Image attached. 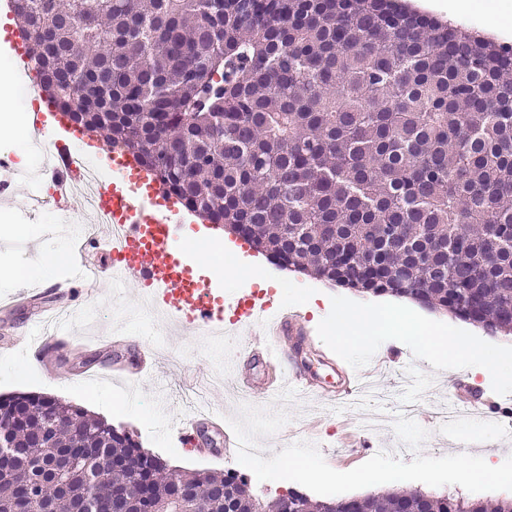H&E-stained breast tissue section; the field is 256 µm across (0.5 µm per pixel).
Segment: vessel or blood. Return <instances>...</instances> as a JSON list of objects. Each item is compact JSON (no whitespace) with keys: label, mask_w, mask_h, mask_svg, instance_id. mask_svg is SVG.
Here are the masks:
<instances>
[{"label":"vessel or blood","mask_w":512,"mask_h":512,"mask_svg":"<svg viewBox=\"0 0 512 512\" xmlns=\"http://www.w3.org/2000/svg\"><path fill=\"white\" fill-rule=\"evenodd\" d=\"M32 129L35 135L54 139L55 164L49 176L55 200L67 202L74 195L69 142L79 132L50 108L34 112ZM112 160L117 177L97 187L98 205L107 218L96 232L97 243L106 248V278L135 280L154 307L180 327L218 337L230 322L259 332L267 374L258 380L238 371L245 389L265 391L286 383L341 402L356 393L358 383L343 367H336L337 380L328 385L299 360L297 343L312 342V332L301 327L300 313L276 310L274 291L250 288L228 295L215 287L211 275L201 273L195 262L192 241L184 239L176 199L153 176L137 169L127 154L113 153Z\"/></svg>","instance_id":"vessel-or-blood-1"}]
</instances>
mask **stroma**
I'll use <instances>...</instances> for the list:
<instances>
[{"label":"stroma","mask_w":512,"mask_h":512,"mask_svg":"<svg viewBox=\"0 0 512 512\" xmlns=\"http://www.w3.org/2000/svg\"><path fill=\"white\" fill-rule=\"evenodd\" d=\"M512 30V0H469L456 23L488 35L490 21ZM32 181H21L0 203V268L12 271V280L0 284V395L33 393L79 404L134 433L142 448L181 471L227 469L239 472L263 497L273 499L292 488L318 499H348L367 489L348 482L349 474L380 465L397 478V487L435 493L462 491L472 498H512L511 485L475 482L461 486L462 458L489 461L512 471V439L504 433V418L512 416V384L497 370L472 373L470 364L432 361L414 338L396 329L380 333L367 344L341 345L326 330L337 306L352 289L312 275L288 278L271 261L254 264L251 278L221 281L226 293L244 288L274 290L279 301L300 311L315 332L319 346L357 377H369L371 357L385 352L391 368L380 377L381 389L402 398L423 394L422 415L413 420L367 432L369 448L352 461L346 433L353 426L343 410L318 407L310 399L283 392L279 401L266 394L228 399L223 385L212 378L223 372L226 358L251 344L247 333L221 340L163 327L156 316L141 311L133 281L118 284L97 279L89 288H65L58 298L44 300L43 288L64 281L68 266L46 270L42 259L50 251L72 243L73 229L54 223L51 213L35 206ZM48 192V184L38 186ZM69 313L67 347L57 356L53 372L19 358L41 322ZM465 381L494 407L474 417L441 427L433 414L438 400L453 381ZM202 418L191 442H180L177 432L185 419ZM227 432L242 434L251 451L224 445ZM412 445L408 456L389 453L397 440ZM289 460L309 463L310 471L283 480L279 472Z\"/></svg>","instance_id":"1"}]
</instances>
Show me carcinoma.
Returning a JSON list of instances; mask_svg holds the SVG:
<instances>
[{"mask_svg": "<svg viewBox=\"0 0 512 512\" xmlns=\"http://www.w3.org/2000/svg\"><path fill=\"white\" fill-rule=\"evenodd\" d=\"M46 97L276 262L512 334V49L396 0H22ZM50 512H279L233 471L170 473L84 407L0 396ZM128 494L118 498L114 490ZM298 512H512L392 489Z\"/></svg>", "mask_w": 512, "mask_h": 512, "instance_id": "obj_1", "label": "carcinoma"}]
</instances>
